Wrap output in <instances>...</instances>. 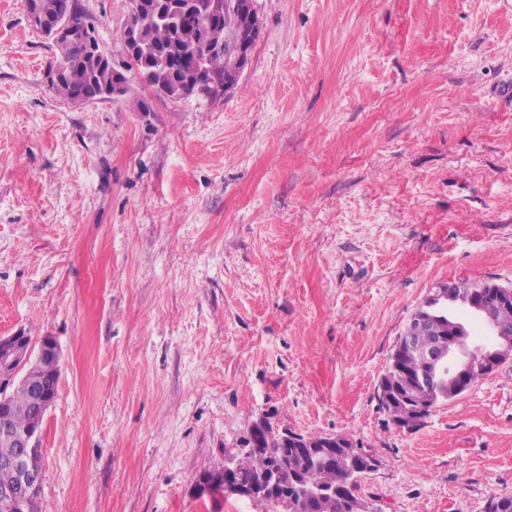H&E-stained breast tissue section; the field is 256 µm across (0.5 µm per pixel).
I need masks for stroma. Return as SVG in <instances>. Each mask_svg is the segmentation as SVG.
Segmentation results:
<instances>
[{
	"instance_id": "35a3bbf8",
	"label": "stroma",
	"mask_w": 512,
	"mask_h": 512,
	"mask_svg": "<svg viewBox=\"0 0 512 512\" xmlns=\"http://www.w3.org/2000/svg\"><path fill=\"white\" fill-rule=\"evenodd\" d=\"M114 64L127 0H79ZM229 92L69 102L0 0V335L55 339L47 512H262L197 496L253 422L342 434L380 512L512 495V360L420 429L375 391L450 280L512 284V0H257ZM135 97V98H136Z\"/></svg>"
}]
</instances>
